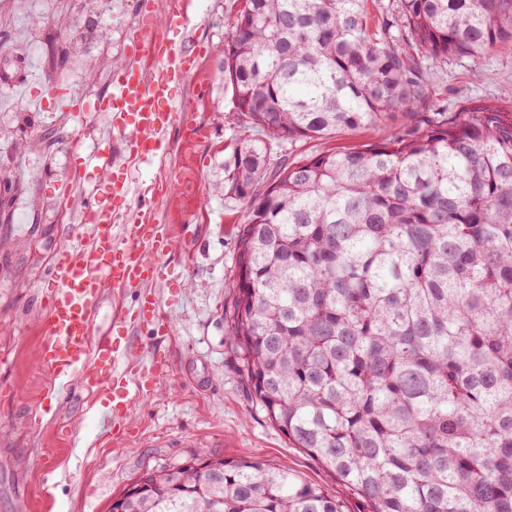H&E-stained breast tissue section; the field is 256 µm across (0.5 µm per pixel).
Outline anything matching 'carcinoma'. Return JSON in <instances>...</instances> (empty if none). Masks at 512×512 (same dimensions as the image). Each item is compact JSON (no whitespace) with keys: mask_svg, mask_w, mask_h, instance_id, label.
Wrapping results in <instances>:
<instances>
[{"mask_svg":"<svg viewBox=\"0 0 512 512\" xmlns=\"http://www.w3.org/2000/svg\"><path fill=\"white\" fill-rule=\"evenodd\" d=\"M246 0L224 89L248 134L224 308L253 401L368 512H512V122L448 119L431 70L512 42V0ZM408 114L380 143L270 167L277 144ZM123 512H346L287 468L168 466Z\"/></svg>","mask_w":512,"mask_h":512,"instance_id":"carcinoma-1","label":"carcinoma"}]
</instances>
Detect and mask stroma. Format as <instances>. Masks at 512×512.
Instances as JSON below:
<instances>
[{"mask_svg":"<svg viewBox=\"0 0 512 512\" xmlns=\"http://www.w3.org/2000/svg\"><path fill=\"white\" fill-rule=\"evenodd\" d=\"M145 0H112V50L79 55L71 42L82 32L83 0H0V72L17 77L20 56L37 66L36 90L67 92L91 107L109 92L112 68L153 69L149 49L128 52ZM244 0H186L188 27H168L179 48L198 50L196 67L175 90L183 111L165 136L161 155L133 167L132 207L149 202L158 224L175 235L160 260L162 276L151 285L168 334L131 321L140 289L112 288L94 317L95 337H112L138 349L136 368L156 376L151 394L137 397L129 413L131 432L100 436L97 415L105 397L62 382L44 367L39 350L50 296L53 255L79 233L77 222L54 214L64 196L79 198L101 184L87 165L78 182L59 166L73 146L92 152L98 143L118 148L104 118L93 134L68 112L43 119L25 97L0 106V512H109L113 500L156 469L199 455L252 457L297 471L307 481L343 498L347 512L364 503L339 488L334 476L287 436L253 403L237 357L225 343L224 308L238 261L246 206L225 197L224 158L244 120L224 99V46ZM53 44L51 56L32 52V40ZM483 79H475L474 71ZM438 104L449 113L475 105L498 108L512 121V43L477 58L452 57L432 72ZM397 116L349 136L299 141L277 149L274 161L301 162L363 142L383 141L403 127ZM168 365L155 373L153 355Z\"/></svg>","mask_w":512,"mask_h":512,"instance_id":"1","label":"stroma"}]
</instances>
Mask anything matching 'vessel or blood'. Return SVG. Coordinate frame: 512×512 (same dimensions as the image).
Masks as SVG:
<instances>
[{
  "instance_id": "obj_1",
  "label": "vessel or blood",
  "mask_w": 512,
  "mask_h": 512,
  "mask_svg": "<svg viewBox=\"0 0 512 512\" xmlns=\"http://www.w3.org/2000/svg\"><path fill=\"white\" fill-rule=\"evenodd\" d=\"M154 8H147L143 21L130 40L131 49L149 43L156 67L153 72L123 66L114 69L111 90L95 103L113 133L121 138V157L111 150L97 154L107 183L89 195L78 214L79 223L90 230L89 240L70 239L58 247L52 268L53 289L44 318L49 339L40 359L54 375L74 377L89 394L111 391V403L100 417L104 431L123 423L135 396L151 393L154 382L134 373L123 385L108 384L120 363H132L134 347L112 340H93V317L102 294L109 288H129L157 281L161 268L157 255L169 252L173 240L150 208L131 209L130 162L150 161L163 147L162 136L178 119L171 101V88L192 66V58L159 35ZM126 214L127 245L112 246L113 219ZM137 321L165 329L166 321L154 294H144L135 311Z\"/></svg>"
}]
</instances>
